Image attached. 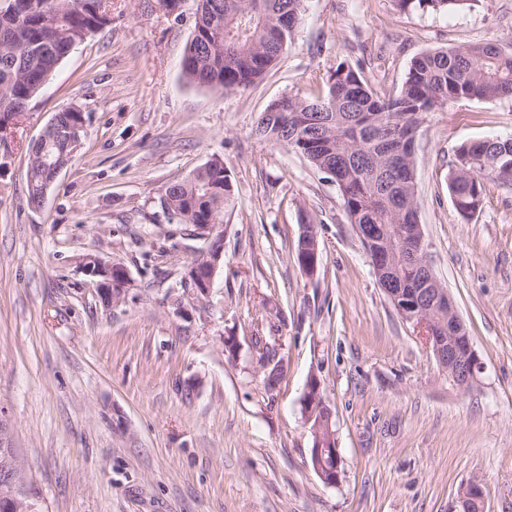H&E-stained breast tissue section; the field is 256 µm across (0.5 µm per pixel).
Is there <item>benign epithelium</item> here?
Masks as SVG:
<instances>
[{
  "mask_svg": "<svg viewBox=\"0 0 512 512\" xmlns=\"http://www.w3.org/2000/svg\"><path fill=\"white\" fill-rule=\"evenodd\" d=\"M197 238L204 241L202 253L198 255V262L192 264L189 273L197 275L199 265H205L206 274L200 278L197 291L206 295L211 288L212 281L221 258L224 257V239L220 238L218 225L198 224L196 225ZM312 227L308 224L301 225L300 238L302 243H311L307 250L306 266L312 269L317 268L319 249L318 243L311 241ZM86 274L100 276L110 285L116 284L118 288L113 292L111 302H119L130 282V277L125 266L106 262L97 256H88L83 264ZM380 286L390 298L403 320L409 323L413 330L425 341L427 347L432 351L442 373L448 374V380L458 384L462 378L476 376L480 369L479 359L473 349L472 342L466 327L460 319L457 307L449 294L443 288L433 291L422 292L420 290L404 293L402 290H395L389 284L380 283ZM430 303V307L448 311V335H432V323L425 315L426 309L423 302ZM303 405L309 407L306 415L310 418H317L312 429L315 448L311 449V460L314 468L323 481L328 485L336 484L339 479V469L328 471L325 465V457L338 456L337 449L323 447L324 439L334 440L332 429L331 410L323 411L316 415L313 408L326 406L325 398L321 394V386L316 378H311L306 392L302 399ZM485 500L484 488L480 481L474 479L465 484L458 496L459 512H473L472 504H478ZM41 507L40 499L30 493L17 494L11 501L9 509L13 512H35Z\"/></svg>",
  "mask_w": 512,
  "mask_h": 512,
  "instance_id": "obj_1",
  "label": "benign epithelium"
}]
</instances>
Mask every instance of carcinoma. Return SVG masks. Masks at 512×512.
Instances as JSON below:
<instances>
[{"label":"carcinoma","mask_w":512,"mask_h":512,"mask_svg":"<svg viewBox=\"0 0 512 512\" xmlns=\"http://www.w3.org/2000/svg\"><path fill=\"white\" fill-rule=\"evenodd\" d=\"M20 18L0 5V128L20 116L40 93L71 44L110 22L104 0H24ZM194 34L183 64L192 83L226 92L245 91L267 74L294 39L305 0H197ZM474 0H394L401 10L446 12ZM326 89L285 96L258 118L254 133L303 156L336 183L353 225L376 224L398 239L418 221L415 170L417 132L426 114L450 102L512 99V48L496 40L431 50L412 59L399 90L376 91L362 72L341 63ZM88 120L73 106L58 114L57 137L32 144L27 203L35 204L53 170L72 158L67 129ZM512 183V138L462 144L448 174L455 209L468 218L482 202L484 181ZM160 205L180 223L203 216L222 223L234 208L230 175L212 161L184 181L164 187ZM396 276L412 291L430 271L405 255Z\"/></svg>","instance_id":"carcinoma-1"}]
</instances>
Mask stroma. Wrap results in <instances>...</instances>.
<instances>
[{"mask_svg": "<svg viewBox=\"0 0 512 512\" xmlns=\"http://www.w3.org/2000/svg\"><path fill=\"white\" fill-rule=\"evenodd\" d=\"M196 8L108 0L110 23L0 136V423L47 512H455L473 479L487 512H512V185L486 182L466 218L446 181L461 144L512 136V100L455 101L419 130L426 260L482 366L467 390L378 286L336 184L254 133L271 102L321 89L339 63L392 93L425 51L512 43V0L437 14L307 0L277 64L235 93L183 75ZM71 106L87 136L31 208L28 147ZM215 158L236 205L203 295L182 285L203 243L159 192ZM307 222L311 276L295 257ZM89 254L128 269L120 302L103 304ZM268 348L283 366L272 393ZM312 377L333 412L334 486L311 461Z\"/></svg>", "mask_w": 512, "mask_h": 512, "instance_id": "35a3bbf8", "label": "stroma"}]
</instances>
